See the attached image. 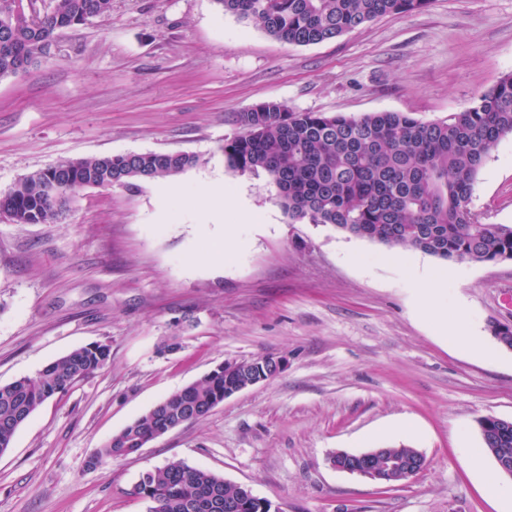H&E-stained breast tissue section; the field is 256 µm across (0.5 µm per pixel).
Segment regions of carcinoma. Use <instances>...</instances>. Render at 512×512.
I'll return each mask as SVG.
<instances>
[{"instance_id":"carcinoma-1","label":"carcinoma","mask_w":512,"mask_h":512,"mask_svg":"<svg viewBox=\"0 0 512 512\" xmlns=\"http://www.w3.org/2000/svg\"><path fill=\"white\" fill-rule=\"evenodd\" d=\"M0 0V78L31 65V46L52 41L89 17L112 14V0H52L50 13L32 21ZM431 0H216L220 8L258 24L294 45L319 44L384 15L419 11ZM238 132L224 138V163L234 173L266 175L291 224L329 226L390 249L420 251L447 261L512 260V225L489 224L471 208L479 173L501 139L512 135V73L475 96L448 119L424 122L404 112L361 117L296 111L269 100L235 116ZM201 163L185 152H145L62 160L31 172L0 211L16 224L56 221L73 195L86 187L132 189L174 177ZM55 179L62 190L48 194ZM497 341L512 349V327L493 322ZM111 347L74 349L31 376L0 385V453L45 401L104 369ZM276 356L261 355L241 370L219 367L154 405L101 448L93 460L127 457V448L149 439L186 412L199 420L224 402V388L270 372ZM486 450L512 454V421L479 420ZM135 494L147 512H272V504L209 471L172 463L145 472Z\"/></svg>"}]
</instances>
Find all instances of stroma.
Returning <instances> with one entry per match:
<instances>
[{"label":"stroma","mask_w":512,"mask_h":512,"mask_svg":"<svg viewBox=\"0 0 512 512\" xmlns=\"http://www.w3.org/2000/svg\"><path fill=\"white\" fill-rule=\"evenodd\" d=\"M512 72V0H431L316 45L269 36L216 0H112L63 31L48 57L0 79V191L63 159L188 152L201 166L139 189L80 190L63 218L0 216V385L67 352L112 360L46 401L0 453V512H146L141 475L183 462L248 486L280 512H512L497 474L460 456L478 422L512 420V260L402 256L328 227L292 224L265 175L234 174L222 147L236 113L298 111L447 118ZM228 194L194 209L201 186ZM471 207L512 224V135L478 176ZM240 243L212 256L225 229ZM446 273L484 354L455 349L422 316L405 265ZM287 357L275 378L140 455L92 465L98 448L158 401L227 360ZM406 444L426 468L388 489L334 469L339 450Z\"/></svg>","instance_id":"obj_1"}]
</instances>
